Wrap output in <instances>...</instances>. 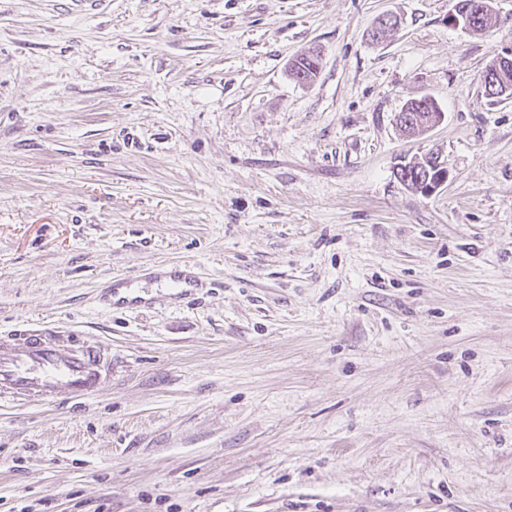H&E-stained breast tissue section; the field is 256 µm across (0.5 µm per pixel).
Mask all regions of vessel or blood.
<instances>
[{"instance_id": "obj_1", "label": "vessel or blood", "mask_w": 512, "mask_h": 512, "mask_svg": "<svg viewBox=\"0 0 512 512\" xmlns=\"http://www.w3.org/2000/svg\"><path fill=\"white\" fill-rule=\"evenodd\" d=\"M111 386L112 352L95 340L79 343L51 329L0 336V403L53 406Z\"/></svg>"}]
</instances>
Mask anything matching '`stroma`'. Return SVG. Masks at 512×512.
Here are the masks:
<instances>
[{"label": "stroma", "instance_id": "1", "mask_svg": "<svg viewBox=\"0 0 512 512\" xmlns=\"http://www.w3.org/2000/svg\"><path fill=\"white\" fill-rule=\"evenodd\" d=\"M455 3L0 0V336L112 350L0 406V512H512V0ZM472 2H474V1L473 0H458L455 5V10H454V13L456 16L452 15L449 18V21L454 25L460 26V21L458 20L457 17L462 19L463 16H465L466 19L469 21L470 26H471V22H472V27H470L471 28L470 30H472V31L478 32V31H483V30L492 28L494 23L496 22V17L494 15L493 16H483L480 18L472 17L470 11L467 9V7L472 4ZM473 22H474V24H473ZM508 69H512V47L511 46L509 48L504 49L502 51V53L498 54L496 56L494 62L492 63V65L486 70L485 80H486L487 86H489L488 92L491 93V96H490L491 98L488 97V95L486 94L485 87H484V93L489 99H491L493 101H498L499 99H507V98H509V96H512V87H511V91H509L505 94H503V91H502V94L500 96L492 97V96H496V95L492 94L493 92L500 90V88L506 87L509 84V81L512 84V74H510L509 81L507 80V74H508L507 70ZM491 87L493 88V92L490 89ZM319 55H302L289 66L292 78L298 83H311L319 73ZM426 98L427 97L413 99L406 104L408 105L409 103H412V105L408 108L409 112H425V114H421V116H416V120H414V122H416L414 123V130L410 129L409 131V127H411V121L407 119L408 113L403 112L402 109L401 112L403 113L400 112L397 116V121L399 122L400 127L403 128L404 131L410 136L417 134L419 128L427 130L433 126H436L444 118V113L436 111L437 107L435 106L433 108H430V110L432 109V112H429L428 107L422 109V107L420 106V102L425 101ZM416 101L418 102L416 104H413ZM434 160L436 162L437 158L434 157H426L421 161H410L406 164L398 167L396 171V177L399 182L402 184L406 180L408 181V188L411 191L413 190L414 184L416 180L419 178L426 179L427 175H432V167L430 162ZM434 175L431 178L430 176L422 183L419 181V186L417 188V192L423 194H430L437 190L441 185H443L448 179V172L438 164L437 167L434 168Z\"/></svg>", "mask_w": 512, "mask_h": 512}]
</instances>
